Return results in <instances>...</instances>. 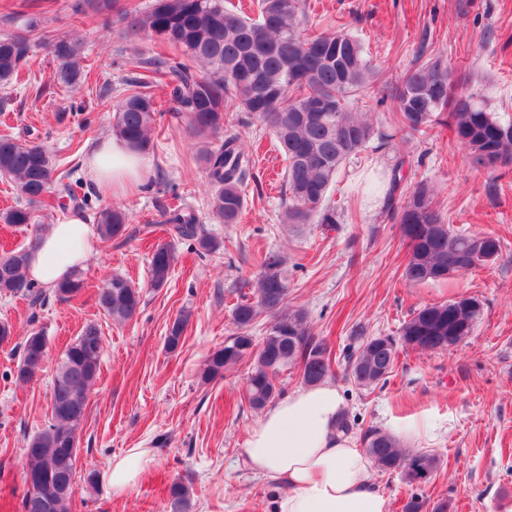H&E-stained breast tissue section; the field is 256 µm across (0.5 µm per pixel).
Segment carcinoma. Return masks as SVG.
<instances>
[{
	"label": "carcinoma",
	"instance_id": "obj_1",
	"mask_svg": "<svg viewBox=\"0 0 512 512\" xmlns=\"http://www.w3.org/2000/svg\"><path fill=\"white\" fill-rule=\"evenodd\" d=\"M112 9L127 22L131 34H148L178 49L182 57L135 53L126 59L131 69L146 74L130 84L129 92L115 105L114 134L130 149L144 153L154 147L153 122L157 102L152 93L155 77L167 80L171 100L189 118L193 133L205 138L228 126L227 113L244 112L265 125L278 141L288 165L285 170L284 224H336V205L330 188L341 167L373 139L386 140L377 130L370 112H356L351 98L367 92L374 72L361 43L344 31L305 34L301 30V0H258V17L225 7L224 0H152L145 9L134 0H112ZM10 30L0 34V83L20 80L28 66L32 41L47 40L57 62V81L77 88L87 80L83 45L70 38L46 39L42 17L23 11L6 14ZM456 82L452 71L439 60L427 61L391 86L399 129L427 133L445 127L467 150L471 165L492 168L496 159L512 163V122L502 121L474 96L452 93ZM206 179L214 187L209 201L213 217L234 224L245 207L241 191L249 163L243 143L235 134L224 143L202 153ZM405 162H395L387 174L389 197L404 181ZM0 176L14 183L20 198L0 218L13 226L34 223L33 207L43 203L54 183V168L45 148L0 136ZM394 214L408 242L404 277L410 283L448 279L462 267H472L486 254L500 253V240L483 234H462L451 229L436 203V191L419 181ZM94 223L102 243L127 240L137 234L129 227L124 210L110 204L95 212ZM169 240L154 246L150 260V284L167 285L175 262V244L196 241L205 253L220 248L191 209H172L165 223ZM30 249L0 254V296L22 297L32 310L46 306L48 297L27 275ZM282 257L268 252L253 282L252 296L242 295L232 308V333L224 346L212 352L202 379L214 380L224 371L250 363L246 398L259 411L282 394L281 372L296 368L303 383L313 385L332 372V351L325 340L314 336L306 313L287 307L288 280L281 272ZM84 288L79 272L52 288L61 301L76 299ZM100 309L116 323L132 320L143 305V295L128 279L114 274L98 288ZM271 318L268 332L257 342L252 334L258 317ZM483 305L459 307L455 300L424 306L405 321L396 336L380 340L360 336L358 347L344 356L346 376L356 387L371 390L387 381L395 369L399 348L442 351L448 345V322L457 336L473 334L481 320ZM189 315L174 320L165 336L170 352L179 349ZM104 336L94 324L63 349L51 387V417L33 434L24 448L23 479L26 492L21 512H70L71 497L60 496L61 486L75 483L79 452L77 431L82 425L90 391L100 376ZM16 380L28 383L43 372L47 342L39 332L24 337L19 345ZM360 445L376 468L400 472L407 483L420 485L418 474L438 470V458L428 452H406L389 432L370 427L360 435ZM191 477L173 483L170 497L174 512H180L189 495Z\"/></svg>",
	"mask_w": 512,
	"mask_h": 512
}]
</instances>
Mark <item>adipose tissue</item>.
<instances>
[{"mask_svg": "<svg viewBox=\"0 0 512 512\" xmlns=\"http://www.w3.org/2000/svg\"><path fill=\"white\" fill-rule=\"evenodd\" d=\"M85 163L98 188L119 197L141 190L150 168L145 156L116 138L91 147ZM99 242L95 225L82 213H68L39 239L30 255V278L54 287L82 269ZM345 411L336 386L322 382L282 397L251 428L246 465L270 486L288 489L275 497L273 512H388L372 459L338 428ZM150 461L144 448L114 457L108 473L113 492L133 487Z\"/></svg>", "mask_w": 512, "mask_h": 512, "instance_id": "adipose-tissue-1", "label": "adipose tissue"}]
</instances>
